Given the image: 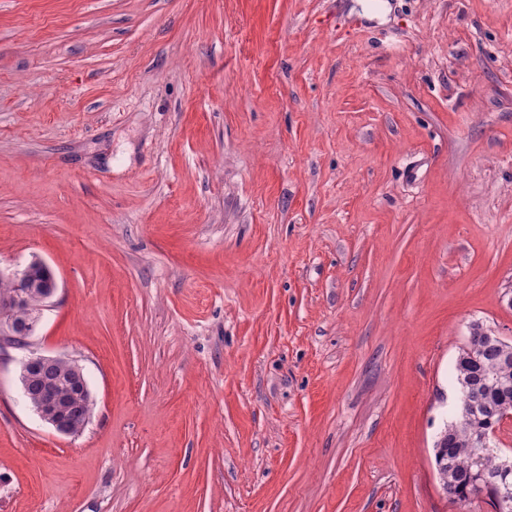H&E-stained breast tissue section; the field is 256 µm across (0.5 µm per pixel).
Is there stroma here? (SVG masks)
<instances>
[{"label": "stroma", "mask_w": 512, "mask_h": 512, "mask_svg": "<svg viewBox=\"0 0 512 512\" xmlns=\"http://www.w3.org/2000/svg\"><path fill=\"white\" fill-rule=\"evenodd\" d=\"M0 512H492L434 445L512 342V0H0ZM82 365L75 437L29 353ZM32 264V263H31ZM30 264V265H31ZM28 265L24 270H22L20 273L11 274L9 277H7V280L9 282H3L1 281L3 279L2 273H1V280H0V302H1V309H0V331L1 335H9L6 337H10L13 340H18V342L14 341V345L18 347H25L28 342L29 338L35 333L38 323L40 321L41 317V311H43L46 307H49V304L51 302V299L54 297L56 291H57V281L54 277V275L51 276V278L44 282L42 285L38 286L33 285L29 279L28 275ZM13 286V290L11 292V288ZM30 288H40V294L38 296L39 303L36 306V313L32 316L31 320L27 323V328L23 330L21 333H17L15 331V325L24 327L25 323L28 320V314L25 309L19 308L17 310H13L12 318L14 323H12V319L9 318V320H5L3 313H8L11 311L12 308H16L20 305H23L27 301L28 293ZM11 292V294H10ZM10 294V295H9ZM5 299H2L1 297L8 296ZM8 329V334L4 333V328ZM3 333V334H2ZM480 336H478V343H480L483 348L479 347H466L465 352L468 354L464 357L457 358V361L460 363H464L469 368L481 367V352L484 348H498L501 351V363L503 365H508L512 363V343L504 340L502 337L495 334L493 331L488 330L482 326V329L479 331ZM492 350L488 354L484 356L483 359V369L482 370H493L497 369L500 366V354L497 350ZM67 404V399L64 396L50 392L32 409L43 422L51 426L58 434L74 436L83 427H76L69 422L66 410Z\"/></svg>", "instance_id": "stroma-1"}]
</instances>
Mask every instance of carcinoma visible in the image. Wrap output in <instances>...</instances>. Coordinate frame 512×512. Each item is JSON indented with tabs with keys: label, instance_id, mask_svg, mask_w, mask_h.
<instances>
[{
	"label": "carcinoma",
	"instance_id": "cac0c4a2",
	"mask_svg": "<svg viewBox=\"0 0 512 512\" xmlns=\"http://www.w3.org/2000/svg\"><path fill=\"white\" fill-rule=\"evenodd\" d=\"M72 385V378L65 364L41 365L37 367L28 380L25 390L26 398L35 402L43 396L51 387H57L61 392H66ZM503 404L512 405V394L495 392L489 393L484 402L478 405L479 418L473 424H468L465 419H460L455 424L457 443L454 447H447L448 438H443V448L435 455L437 473L441 474L446 485V494L453 502H465L474 496L470 481L473 475L482 473L492 481L499 480L497 470L499 468L501 448H470L466 443L470 428H478L483 423L492 420L498 421L499 414L496 408Z\"/></svg>",
	"mask_w": 512,
	"mask_h": 512
}]
</instances>
